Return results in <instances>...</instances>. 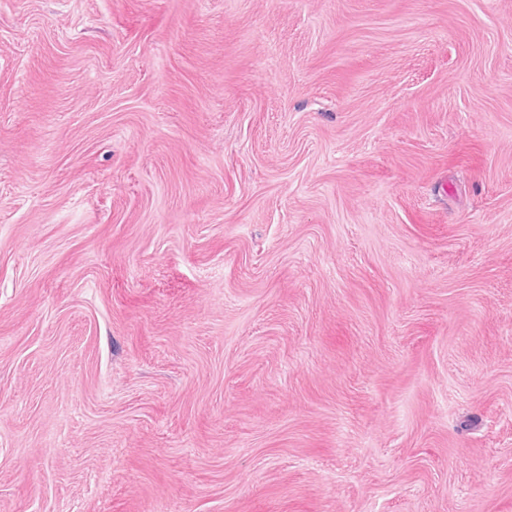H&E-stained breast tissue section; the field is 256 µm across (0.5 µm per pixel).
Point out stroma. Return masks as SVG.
Listing matches in <instances>:
<instances>
[{
    "label": "stroma",
    "instance_id": "obj_1",
    "mask_svg": "<svg viewBox=\"0 0 512 512\" xmlns=\"http://www.w3.org/2000/svg\"><path fill=\"white\" fill-rule=\"evenodd\" d=\"M0 512H512V0H0Z\"/></svg>",
    "mask_w": 512,
    "mask_h": 512
}]
</instances>
